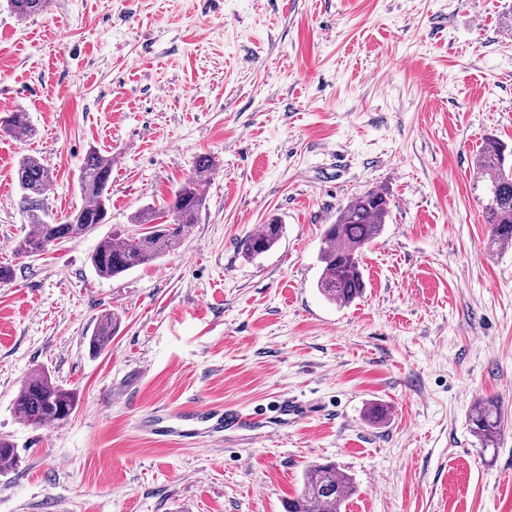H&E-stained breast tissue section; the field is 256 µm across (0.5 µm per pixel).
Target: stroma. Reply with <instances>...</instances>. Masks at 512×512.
Returning a JSON list of instances; mask_svg holds the SVG:
<instances>
[{
	"mask_svg": "<svg viewBox=\"0 0 512 512\" xmlns=\"http://www.w3.org/2000/svg\"><path fill=\"white\" fill-rule=\"evenodd\" d=\"M0 437L21 452L0 512H285L306 467L331 462L342 512H512V250L491 248L474 161L512 145V0H49L17 20L0 0ZM112 155L107 223L45 254L14 170L41 158L60 223L81 204L89 149ZM216 162L181 247L104 278L89 257L135 212L164 208ZM387 192L343 306L316 284L327 224ZM255 258L241 240L271 219ZM120 328L98 356V317ZM73 390L63 424L13 403L29 374ZM314 403L281 422L274 401ZM505 415L497 448L475 400ZM385 421L371 422L372 405ZM230 406L255 417L199 447L159 418ZM282 224H262L258 231L248 235L242 242L241 248L245 255L254 257L272 249L280 240ZM472 431L489 448L497 444L504 422V413L499 402L490 397H481L473 405L470 414Z\"/></svg>",
	"mask_w": 512,
	"mask_h": 512,
	"instance_id": "stroma-1",
	"label": "stroma"
}]
</instances>
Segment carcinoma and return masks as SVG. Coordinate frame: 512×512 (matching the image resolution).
I'll return each instance as SVG.
<instances>
[{
    "label": "carcinoma",
    "instance_id": "carcinoma-1",
    "mask_svg": "<svg viewBox=\"0 0 512 512\" xmlns=\"http://www.w3.org/2000/svg\"><path fill=\"white\" fill-rule=\"evenodd\" d=\"M48 0H7L8 7L20 21L41 12ZM0 128L29 134L31 125L26 113L12 112L0 121ZM475 165L484 182V214L491 225V243L499 249L512 246V149L494 138L487 140L476 155ZM215 167L212 157L203 155L195 161V175L186 180L167 204L170 222H160L153 208L138 211L133 224H146L148 231L127 237L103 240L91 255V263L101 277L112 278L138 266L150 263L176 251L189 228L198 220L205 204L203 178ZM112 154L89 150L81 164L79 188L82 203L63 224L45 220L42 196L53 184L50 168L34 156L18 162L16 179L28 203V221L32 232L18 246V251L33 257L50 245L84 236L98 225L106 223L112 187ZM389 216V198L384 191L368 190L353 197L339 208L334 223L324 230L319 252L322 273L317 283L319 292L330 302L347 305L361 297L365 280L360 259L363 250L381 234ZM282 225L263 224L248 235L241 248L254 257L272 249L280 240ZM120 323L114 313L98 317L88 350L92 354L104 351L112 342ZM76 407L74 393L57 383L43 371L36 370L25 381L15 400V409L30 425L57 424L66 420ZM504 413L499 402L481 397L470 414L472 431L486 448L497 444L501 435ZM15 445L0 439V474L19 462ZM351 478L333 463H315L304 472L297 496L288 500L286 512H341L345 500L352 494Z\"/></svg>",
    "mask_w": 512,
    "mask_h": 512
}]
</instances>
